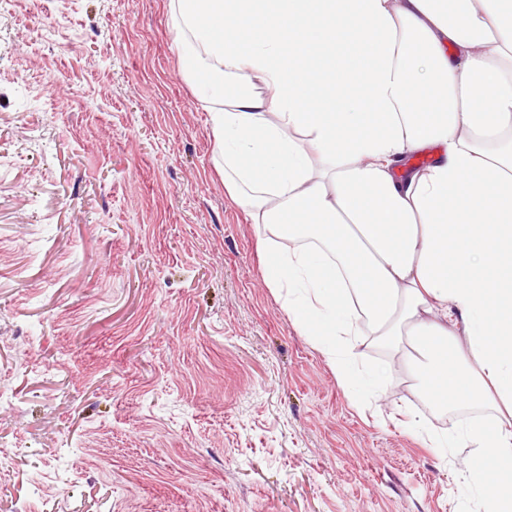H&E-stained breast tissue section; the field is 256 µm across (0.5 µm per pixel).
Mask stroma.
Wrapping results in <instances>:
<instances>
[{"mask_svg": "<svg viewBox=\"0 0 512 512\" xmlns=\"http://www.w3.org/2000/svg\"><path fill=\"white\" fill-rule=\"evenodd\" d=\"M169 0L0 4V512H461L392 362L366 402L263 280Z\"/></svg>", "mask_w": 512, "mask_h": 512, "instance_id": "1", "label": "stroma"}]
</instances>
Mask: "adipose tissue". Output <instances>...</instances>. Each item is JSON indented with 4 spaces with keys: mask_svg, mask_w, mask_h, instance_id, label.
Masks as SVG:
<instances>
[{
    "mask_svg": "<svg viewBox=\"0 0 512 512\" xmlns=\"http://www.w3.org/2000/svg\"><path fill=\"white\" fill-rule=\"evenodd\" d=\"M172 2L267 286L340 386L385 383L350 350L385 336L432 399L501 403L409 426L483 460L477 512H512V0Z\"/></svg>",
    "mask_w": 512,
    "mask_h": 512,
    "instance_id": "adipose-tissue-1",
    "label": "adipose tissue"
}]
</instances>
